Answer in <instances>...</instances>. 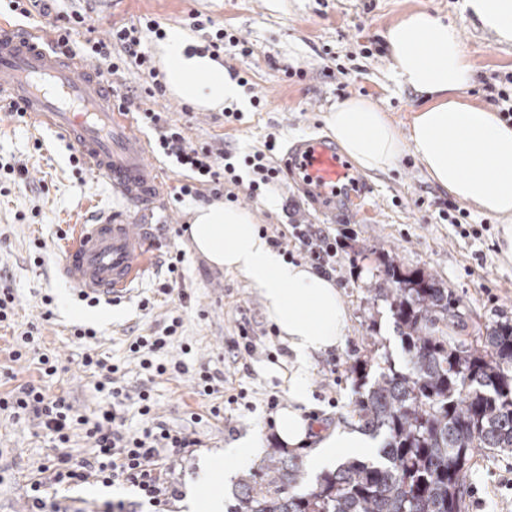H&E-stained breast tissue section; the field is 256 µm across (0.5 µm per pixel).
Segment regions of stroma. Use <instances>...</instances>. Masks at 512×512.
<instances>
[{"label": "stroma", "instance_id": "35a3bbf8", "mask_svg": "<svg viewBox=\"0 0 512 512\" xmlns=\"http://www.w3.org/2000/svg\"><path fill=\"white\" fill-rule=\"evenodd\" d=\"M56 11H85L92 28L76 35L77 45L90 38L104 39L113 24L155 19L162 28L192 27L194 21L240 32L254 45L252 57L225 47L221 64L233 66L246 80L241 104L243 118L227 122L220 112H188L172 96L141 99L139 108L164 113L183 125L188 138L242 155L274 135L280 146L306 138L326 136V115L354 97L371 99L408 134L422 95L402 86L394 77L388 53L365 54V47L385 41L389 28L406 13L427 10L453 25L473 64L475 81L467 91L473 105L486 106L483 82L512 78V45L494 38L465 19L460 0H56ZM306 70L305 79H285L284 68ZM346 68L347 87L330 78L331 70ZM75 150L54 133L20 122L0 110V167L25 170L23 177L0 176V286L15 296L11 320L0 322V395L25 384L64 395L79 414L95 418L106 405V394L96 389L97 379L81 368L84 353H97L118 365V381L127 398L117 404L125 428L141 432L146 421L139 413L137 396L149 391L159 421L184 430L200 440L199 448L176 451L167 463L181 493L204 496L209 483L200 481L205 461L246 433L259 435L264 455L278 450L276 411L268 399L288 401V374L292 358L270 323L259 299L234 274L213 269L189 249L180 230L190 221L193 201L176 202L174 193L183 181L178 170L163 164V203L169 223L156 230L155 262L132 289L116 302L90 305L71 292L59 275L62 243L71 225L115 207L105 180L78 170ZM368 190L360 213L328 214L318 211L308 197L289 182L275 186L269 196L241 199V207L256 223L282 227L287 219L285 200L297 204L298 216L321 224L336 236L334 281L349 311V324L341 347L314 355L310 395L305 408L312 415V435L357 423V387L351 374L360 360L388 352L398 363L405 353L394 319L384 303H373L367 291L376 279L384 255L397 259L406 270L433 274L441 286L460 301L461 326L447 327L457 340H472L477 331L501 318L512 319V263L501 257V227L497 219L472 212V225H484L482 236L461 238L439 217L452 196L428 176L413 153H406L391 170L360 171ZM184 250L177 282H170L166 258ZM170 294H163L164 286ZM51 305H44V296ZM149 299L141 309V299ZM182 325L167 349L153 355V363L183 361L184 374L142 369L129 344L137 336L162 334L172 318ZM90 327L95 338H76L74 327ZM256 340L252 354L231 352L239 327ZM34 331L40 350L58 362L56 374L45 375L36 361H12L15 340ZM208 368L218 387L212 400L195 392L192 374ZM224 408L215 419L212 405ZM53 455L51 437L37 421L19 419L0 410V512H27L28 483ZM136 501L137 512H153L125 485L103 487L84 484L71 497H57L55 512H96L103 501ZM467 512H512V451L480 454L470 473Z\"/></svg>", "mask_w": 512, "mask_h": 512}]
</instances>
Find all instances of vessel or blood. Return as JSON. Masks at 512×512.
Masks as SVG:
<instances>
[{
	"label": "vessel or blood",
	"mask_w": 512,
	"mask_h": 512,
	"mask_svg": "<svg viewBox=\"0 0 512 512\" xmlns=\"http://www.w3.org/2000/svg\"><path fill=\"white\" fill-rule=\"evenodd\" d=\"M47 42V32L0 24V99L76 147L121 197L120 210L73 225L60 264L77 293L110 300L126 294L152 264L150 217L161 204L162 176L131 113L113 106L109 84L86 61L56 55ZM283 168L314 204L340 201L353 212L363 200L341 196L338 185L353 168L329 139L293 143Z\"/></svg>",
	"instance_id": "obj_1"
}]
</instances>
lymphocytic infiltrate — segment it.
Returning a JSON list of instances; mask_svg holds the SVG:
<instances>
[{
  "mask_svg": "<svg viewBox=\"0 0 512 512\" xmlns=\"http://www.w3.org/2000/svg\"><path fill=\"white\" fill-rule=\"evenodd\" d=\"M158 30L159 24L153 19L142 26L115 25L107 39L89 42L84 54L103 65L110 75L121 72L123 60L127 57L133 59L137 67L145 68L150 60L141 49L143 35ZM116 46L120 47L121 56H113L112 49ZM139 120L157 130L156 152L188 175L187 182L179 188L178 200L199 198L205 186L213 194H225L232 202L237 201L242 193L254 199L272 189L280 178V168L270 162L276 148L274 137H266L262 149L245 158L244 163L251 173L250 180L246 181L231 163L229 151L193 143L184 127L169 123L155 110H143ZM269 242L282 250L286 257L297 255L307 260L324 277H331L336 271V241L320 225L295 224L290 232H276ZM180 325V319L175 318L162 335L135 337L129 345L130 353L141 356L142 366L155 369L157 374H165L170 368L185 372L182 362H174L169 367L153 365L150 360L151 354L167 347L169 337L175 335ZM82 365L98 373L97 390L107 393L112 399L110 405L100 408L95 420L78 414L65 397L47 395L31 384L0 397V410L9 409L16 417L36 419L54 443L55 455L51 464L41 467L38 476L30 482V512H47L49 493L61 488L72 489L90 481L106 487L123 481L138 488L152 506L167 505L170 498L177 496L178 489L162 465L163 454L199 447V440L185 431L174 430L155 421L151 398L145 391L138 394L139 413L149 419L150 425L139 434L127 432L123 419L112 408L113 401L119 400L123 394L116 380L117 366L95 353L85 354ZM78 425L86 429L93 448L91 455H81L78 449L69 445L70 432Z\"/></svg>",
  "mask_w": 512,
  "mask_h": 512,
  "instance_id": "f902f5d3",
  "label": "lymphocytic infiltrate"
}]
</instances>
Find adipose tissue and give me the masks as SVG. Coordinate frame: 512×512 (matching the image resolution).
<instances>
[{
    "label": "adipose tissue",
    "instance_id": "1",
    "mask_svg": "<svg viewBox=\"0 0 512 512\" xmlns=\"http://www.w3.org/2000/svg\"><path fill=\"white\" fill-rule=\"evenodd\" d=\"M463 13L499 43H512V0H463ZM386 40L398 81L423 95L402 136L372 101L352 98L328 113L330 136L361 168L384 171L406 152L458 200L495 217L503 227L501 252L512 262V125L465 98L475 72L457 30L426 10L405 14ZM170 93L197 110L220 112L240 101L241 87L188 30L169 28L154 48ZM190 244L211 266L244 279L269 321L295 356L289 400L276 419L278 443L294 448L307 439L302 407L308 402L313 355L341 346L348 312L336 284L308 264L290 263L261 237L247 209L220 201L192 211ZM355 427L323 433L311 463L329 466L375 447Z\"/></svg>",
    "mask_w": 512,
    "mask_h": 512
}]
</instances>
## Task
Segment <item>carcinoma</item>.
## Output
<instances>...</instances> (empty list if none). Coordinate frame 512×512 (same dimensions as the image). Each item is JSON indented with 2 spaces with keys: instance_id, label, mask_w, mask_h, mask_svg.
Masks as SVG:
<instances>
[{
  "instance_id": "obj_1",
  "label": "carcinoma",
  "mask_w": 512,
  "mask_h": 512,
  "mask_svg": "<svg viewBox=\"0 0 512 512\" xmlns=\"http://www.w3.org/2000/svg\"><path fill=\"white\" fill-rule=\"evenodd\" d=\"M369 291L389 306L406 353L401 366L385 360L370 384L368 361L353 368L359 417L383 436L377 459L348 460L298 493L305 470L275 453L230 512H465L475 454L512 449V319L469 342L440 335V324H460L458 300L388 256Z\"/></svg>"
}]
</instances>
